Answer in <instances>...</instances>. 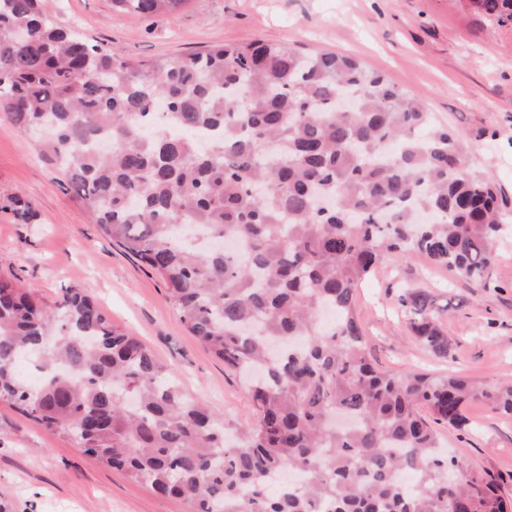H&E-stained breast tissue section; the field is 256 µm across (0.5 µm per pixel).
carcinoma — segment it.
Listing matches in <instances>:
<instances>
[{"label": "carcinoma", "instance_id": "carcinoma-1", "mask_svg": "<svg viewBox=\"0 0 512 512\" xmlns=\"http://www.w3.org/2000/svg\"><path fill=\"white\" fill-rule=\"evenodd\" d=\"M481 6L512 19V0ZM0 122L39 131L42 159L92 223L245 377L253 416L226 443L224 421L88 294L69 288L51 307L1 278L0 402L192 512H512L430 425L462 426L474 401L512 417V384L381 370L355 310L391 253L488 287L492 244L512 222L420 100L352 57L293 45L136 62L58 27L40 0H0ZM198 130L212 133L206 153ZM12 205L31 223V203ZM399 303L410 335L448 356L431 297L407 288ZM24 357L41 385L17 373ZM288 470L302 481L274 486Z\"/></svg>", "mask_w": 512, "mask_h": 512}]
</instances>
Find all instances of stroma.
Returning <instances> with one entry per match:
<instances>
[{
  "label": "stroma",
  "instance_id": "obj_1",
  "mask_svg": "<svg viewBox=\"0 0 512 512\" xmlns=\"http://www.w3.org/2000/svg\"><path fill=\"white\" fill-rule=\"evenodd\" d=\"M65 28L152 62L214 43L263 41L330 51L383 74L423 100L467 145L472 171L491 178L512 214V20L474 0H185L171 13H116L111 0H42ZM30 201L34 223H15L8 197ZM489 285L449 278L418 254L390 256L358 291L374 362L395 371L456 370L482 382H512V223L494 247ZM0 275L34 286L47 304L66 289L91 295L113 323L172 367L183 388L244 428L252 407L237 374L192 335L159 278L88 221L62 177L38 158L34 141L0 122ZM407 288L433 296L448 332V355L409 336L398 303ZM468 428L437 426L444 446L490 472L512 496V418L480 403ZM0 501L10 512H189L98 462L72 436L0 403Z\"/></svg>",
  "mask_w": 512,
  "mask_h": 512
}]
</instances>
